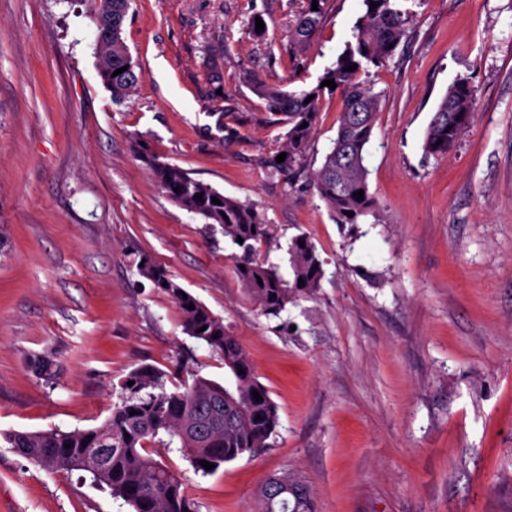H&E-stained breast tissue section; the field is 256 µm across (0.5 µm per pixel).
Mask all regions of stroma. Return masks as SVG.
<instances>
[{
  "instance_id": "1",
  "label": "stroma",
  "mask_w": 512,
  "mask_h": 512,
  "mask_svg": "<svg viewBox=\"0 0 512 512\" xmlns=\"http://www.w3.org/2000/svg\"><path fill=\"white\" fill-rule=\"evenodd\" d=\"M306 0H131L122 38L142 78L115 102L98 72L90 0H0V430L103 423L150 365L174 391L228 386L220 353L183 331L142 277L150 260L239 338L279 424L267 448L196 472L150 445L197 512H254L271 476L317 512H512V0H408L406 34L368 81L384 98L365 166L377 219L336 223L311 175L336 137L320 102L302 175L275 171L288 127L247 79L307 89L365 11L328 0L305 49ZM268 32L250 34L252 16ZM474 91L469 127L424 148L448 86ZM160 158L252 206L257 259L291 279L305 235L317 291L267 317L219 226L173 203ZM36 355L54 362L37 375ZM0 512H133L82 470L43 468L0 442ZM312 1L307 0V4L302 11L296 14L294 23L291 26V39L299 48H305L315 30L321 23L324 13V6L327 0H317L318 10H312Z\"/></svg>"
}]
</instances>
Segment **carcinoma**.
Here are the masks:
<instances>
[{"mask_svg":"<svg viewBox=\"0 0 512 512\" xmlns=\"http://www.w3.org/2000/svg\"><path fill=\"white\" fill-rule=\"evenodd\" d=\"M327 0H312L296 14L291 39L300 48L307 46L321 23ZM365 12L355 26L354 41L348 43L321 80H334L336 88L316 85L309 90L269 89L250 78L254 92L266 101L272 114L285 118L289 126L282 151L285 160L274 163L302 167L319 114L320 99L325 93L341 96V112L336 138L322 166L313 175V185L336 222L357 224L375 213L377 202L369 192L364 150L370 142L381 93L373 84L360 80L367 66L380 67L394 54L405 35L407 12L397 0H364ZM130 0H112V44L103 45L99 61L102 81L116 102L123 100L138 84L141 74L125 45L121 33ZM354 65L353 71L346 67ZM120 74L115 71L122 67ZM473 90L465 79L454 81L440 99L428 125L424 147L430 154H443L455 145L470 122ZM307 127H302V124ZM153 175L169 198L207 224L219 225L224 237L242 249L236 257L237 275L261 313L277 316L286 305L300 296L310 295L320 285L321 263L315 248L305 237L292 240L289 247L294 275L288 285L275 266L253 259L255 244L268 236V225L251 206L228 197L208 184L191 178L170 164L154 161ZM364 191V199L354 193ZM220 204L212 202V198ZM354 212L353 216L346 212ZM139 268L142 276L167 293L178 305L184 332L224 358V365L234 378V387L202 377L181 392L163 389L160 376L150 367L132 372L125 386L129 396L112 410L100 426L73 431L0 432V438L15 451L46 468L85 470L94 482L108 486L112 494L124 499L134 512H196L180 478L154 457L147 454L146 443L168 434L180 443L194 469L209 474L200 464L204 460L220 466L267 446L278 425L277 408L268 391L257 381L248 355L238 340L193 295L174 282L167 270L145 259ZM194 308H189V305ZM257 391L262 400L252 395ZM136 414H130V411ZM103 452L104 461L95 465L91 451ZM285 493L273 497L261 486L257 512H314L308 491L299 483L280 478Z\"/></svg>","mask_w":512,"mask_h":512,"instance_id":"obj_1","label":"carcinoma"}]
</instances>
